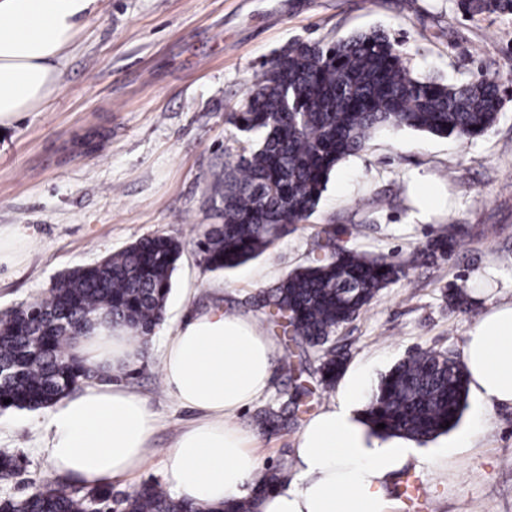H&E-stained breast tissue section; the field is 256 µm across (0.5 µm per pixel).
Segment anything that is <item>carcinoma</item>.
<instances>
[{"mask_svg":"<svg viewBox=\"0 0 512 512\" xmlns=\"http://www.w3.org/2000/svg\"><path fill=\"white\" fill-rule=\"evenodd\" d=\"M472 19L512 14V0H459ZM503 107L499 84L480 76L459 84L417 77L401 50L378 30L335 43L293 41L275 51L226 122L254 141L214 175L210 202L220 224L199 240L210 270H229L264 253L318 208L329 176L362 151L377 132L411 129L468 142L488 132ZM448 224L416 254L433 262L448 253ZM179 240L147 236L119 253L60 276L50 294L0 314V411L37 410L102 378L69 354L72 341L104 311L141 341L164 320ZM406 276L402 262L339 248L289 273L255 300L268 324L311 347L327 344L377 294ZM460 311H473L467 291L449 294ZM345 360L327 351L319 366L325 389L336 385ZM12 399L5 405L3 400ZM468 390L460 362L418 352L395 364L372 389L366 414L382 432L424 443L454 429ZM450 426H445V423ZM21 469L0 453V479ZM273 468L251 493L219 506H193L161 484L131 492L112 485L87 489L43 479L20 498L0 499V512H259L260 501L283 482Z\"/></svg>","mask_w":512,"mask_h":512,"instance_id":"carcinoma-1","label":"carcinoma"}]
</instances>
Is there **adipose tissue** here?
Masks as SVG:
<instances>
[{
  "mask_svg": "<svg viewBox=\"0 0 512 512\" xmlns=\"http://www.w3.org/2000/svg\"><path fill=\"white\" fill-rule=\"evenodd\" d=\"M94 0H0V126L48 103L57 63ZM72 354L119 373L142 350L128 328L98 315ZM274 348L247 316L214 307L167 330L161 357L167 392L198 419L166 451L165 478L177 497L206 505L243 496L259 470L250 437L231 422L268 388ZM470 390L487 407L512 406V303L489 307L465 336ZM370 384L348 370L334 402L302 426L294 477L262 512H390L386 484L418 456L411 439L384 437L367 421ZM155 419L123 385L87 383L50 406L43 425L53 476L88 489L140 469Z\"/></svg>",
  "mask_w": 512,
  "mask_h": 512,
  "instance_id": "adipose-tissue-1",
  "label": "adipose tissue"
}]
</instances>
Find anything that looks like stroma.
<instances>
[{"mask_svg":"<svg viewBox=\"0 0 512 512\" xmlns=\"http://www.w3.org/2000/svg\"><path fill=\"white\" fill-rule=\"evenodd\" d=\"M373 30L399 45L413 75L497 80L506 102L495 126L467 143L413 130L375 134L337 166L308 221L237 269H206L196 241L214 221L212 175L243 145L225 112L291 41L327 43ZM415 172L444 198L426 223L413 217ZM327 224L337 245L407 264L405 279L381 290L330 342L372 380L418 351L462 358L477 315L452 310L449 289L483 272L495 302H512V15L473 20L457 0H96L58 64L48 104L0 130V230L17 237L14 264L0 265V313L48 296L61 273L142 237L179 239L164 328L218 306L252 317L274 347L268 391L235 417L264 470L289 467L301 426L336 394L319 382L322 349L269 326L253 298L309 264ZM446 224L459 227L453 251L411 263ZM161 342L154 332L142 360L116 378L155 417L148 460L114 480L118 491L164 482V450L196 418L163 390ZM284 409L293 413L287 429H262L266 414ZM478 414L488 420L475 431ZM46 416L0 412V452L20 455L25 466L0 482V498L47 476ZM467 433L470 447H453ZM387 492L392 512H512V406L489 411L469 397L455 430L421 445Z\"/></svg>","mask_w":512,"mask_h":512,"instance_id":"stroma-1","label":"stroma"}]
</instances>
